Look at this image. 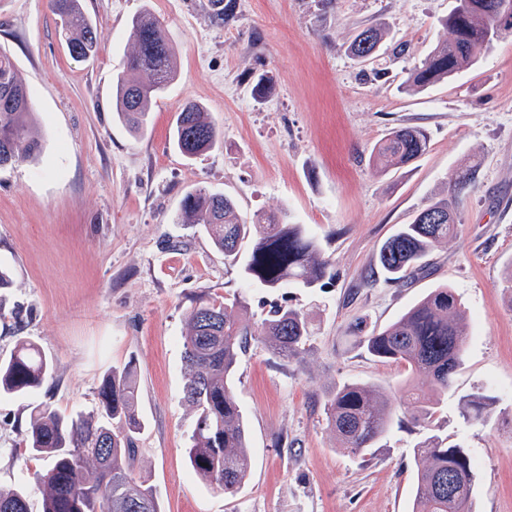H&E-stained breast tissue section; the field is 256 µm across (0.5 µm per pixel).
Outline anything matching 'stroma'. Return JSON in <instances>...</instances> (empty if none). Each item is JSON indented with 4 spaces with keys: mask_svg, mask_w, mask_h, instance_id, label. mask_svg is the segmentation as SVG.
I'll return each instance as SVG.
<instances>
[{
    "mask_svg": "<svg viewBox=\"0 0 512 512\" xmlns=\"http://www.w3.org/2000/svg\"><path fill=\"white\" fill-rule=\"evenodd\" d=\"M216 23L208 0H82L101 50L70 58L46 0H0V48L24 76L40 154L0 169V358L35 342L54 374L34 398H0V488H26L41 512L38 461L22 450L31 401L95 413L111 368L132 365L137 473L162 512H412L413 450L425 433L469 448L475 512H512V35L448 81L417 94L403 83L438 42L455 0H235ZM163 22L175 47L174 83L143 132L112 110V77L132 47L141 12ZM382 26L369 64L348 51L354 30ZM272 80L255 99L258 75ZM200 103L222 147L186 160L173 146L180 105ZM418 126L424 155L381 173L375 146ZM482 162L464 195L454 238L407 282H372L385 241L448 194L452 174ZM235 199L246 215L287 210L318 239L332 280L324 288L249 286L195 224L178 223L197 188ZM461 296L468 320L462 363L429 427L397 407L398 424L367 455L349 456L328 424L338 387L370 382L399 392L421 385L404 366L370 356L355 326L383 328L431 288ZM242 296L257 322L271 304L303 311L312 330L290 359L253 337L238 355L235 388L251 471L235 496L210 489L186 462L194 414L183 399L182 338L194 298ZM488 414L464 423L467 396Z\"/></svg>",
    "mask_w": 512,
    "mask_h": 512,
    "instance_id": "35a3bbf8",
    "label": "stroma"
}]
</instances>
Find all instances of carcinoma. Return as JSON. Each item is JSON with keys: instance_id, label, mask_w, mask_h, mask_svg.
<instances>
[{"instance_id": "1", "label": "carcinoma", "mask_w": 512, "mask_h": 512, "mask_svg": "<svg viewBox=\"0 0 512 512\" xmlns=\"http://www.w3.org/2000/svg\"><path fill=\"white\" fill-rule=\"evenodd\" d=\"M59 20V36L70 57L86 61L100 50L97 26L81 0H47ZM452 38L436 44L408 75L404 88L419 93L448 80L512 33V0H456L444 20ZM132 50L113 86V111L135 132L147 125L153 101L175 80L176 54L162 23L142 12L131 22ZM386 31L378 26L354 35L348 52L366 62L378 52ZM32 105L28 86L12 56L0 49V168L35 156L41 143L31 133ZM427 134L418 127L391 130L376 146L380 169L399 170L427 149ZM223 133L201 105L187 101L175 119L173 144L186 159L220 147ZM480 163L460 168L447 197L424 208L402 224L381 247L377 266L387 281L411 278L427 268L426 258L456 232L463 192L477 180ZM181 224H197L224 259L239 265L242 278L258 288H315L329 275L318 240L304 225L292 224L288 212L242 215L229 196L204 188L188 193L178 216ZM252 241L241 254L239 246ZM454 289H431L395 322L359 337L366 351L379 359L404 365L425 377L424 390H405L417 424L438 411L426 391L444 392L460 366L466 326ZM245 300L200 296L194 300L183 336L186 382L184 400L194 411L188 436L187 462L193 473L213 490L233 496L245 483L251 460L247 432L233 386L239 352L248 338L259 336L268 349L288 358L299 353L311 335L301 311L276 307L260 325L235 313ZM53 365L38 348L18 340L10 356L0 360V396H27L52 377ZM99 412L61 413L46 402L31 407L25 447L45 462L33 473L43 487L41 512H161L152 485L138 477L137 435L142 422L137 411L138 389L130 367H114L102 379ZM487 404L467 400L462 417L478 420ZM330 427L343 448L362 455L390 431L395 412L387 391L375 384L350 383L336 389L327 407ZM417 472L412 512H473L474 467L469 453L438 435H428L414 450ZM0 512H29L25 490H0Z\"/></svg>"}]
</instances>
